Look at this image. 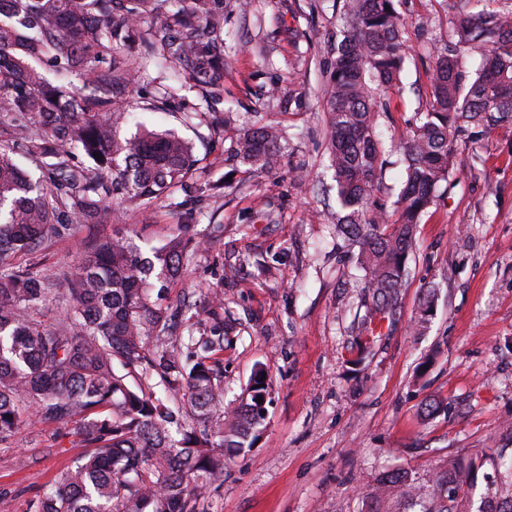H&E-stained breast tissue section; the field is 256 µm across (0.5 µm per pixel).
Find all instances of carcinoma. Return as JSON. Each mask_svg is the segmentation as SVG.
I'll list each match as a JSON object with an SVG mask.
<instances>
[{
    "label": "carcinoma",
    "instance_id": "1",
    "mask_svg": "<svg viewBox=\"0 0 512 512\" xmlns=\"http://www.w3.org/2000/svg\"><path fill=\"white\" fill-rule=\"evenodd\" d=\"M463 0L453 43L437 55L429 110L402 144L403 177L393 213L377 204L384 150L371 108V80L400 82L403 19L395 0H344L345 29L326 89L329 150L344 215L336 233L357 248L364 336L351 348L362 362L376 330L396 320L417 226L448 183L452 132L512 128V13ZM157 18L148 34L143 17ZM224 0H0V442L29 415L74 423L88 451L63 470L37 512H206L224 474V456L254 447L271 401L268 368L255 365L238 399L224 403V322L193 335L200 310L164 301L189 262L190 225L158 245L117 230L84 244L81 260L53 271L35 254L79 224H110L114 206L139 209L184 189L198 159L172 131L141 124L117 136L137 71L157 60L182 81L149 103L176 111L186 85L219 86ZM481 56L476 78L459 65ZM285 132L263 123L243 130L236 155L271 172ZM23 157L28 166L16 161ZM65 306L47 323L39 312L56 291ZM439 288L424 289L410 330L422 335ZM188 336H178L179 328ZM263 398L258 403L256 399ZM485 462L505 475L479 503L467 499L478 465L450 459L425 482L405 469L377 479L369 512H512V426Z\"/></svg>",
    "mask_w": 512,
    "mask_h": 512
}]
</instances>
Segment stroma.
<instances>
[{"label": "stroma", "instance_id": "stroma-1", "mask_svg": "<svg viewBox=\"0 0 512 512\" xmlns=\"http://www.w3.org/2000/svg\"><path fill=\"white\" fill-rule=\"evenodd\" d=\"M460 0H396L406 59L398 87L372 101L387 164L381 201L392 203L400 141L430 106L429 75L447 46ZM343 0H224V82L202 99L182 90L180 112L145 110L176 85L173 66L137 74L131 105L139 121L189 139L199 160L174 201L127 212L124 222L156 242L178 222L174 202L193 217L198 240L171 296L224 292L218 315L224 345V392L233 400L256 363L269 367L272 402L255 448L224 461L209 512H368L371 485L390 468L425 477L451 458L492 452L512 426V131L456 133V161L445 194L416 233L411 274L396 323L361 365L350 362L357 298L344 288L348 247L335 237L336 190L329 167L324 86L342 28ZM201 121L184 124L181 112ZM230 115L211 135L214 118ZM271 121L288 146L266 175L233 156L242 127ZM91 224L53 244L46 266L79 258ZM280 255L272 274L253 264ZM439 299L426 335L409 331L427 285ZM448 411L426 418L429 399ZM85 452L74 425L29 417L0 444V512H35L60 472Z\"/></svg>", "mask_w": 512, "mask_h": 512}]
</instances>
